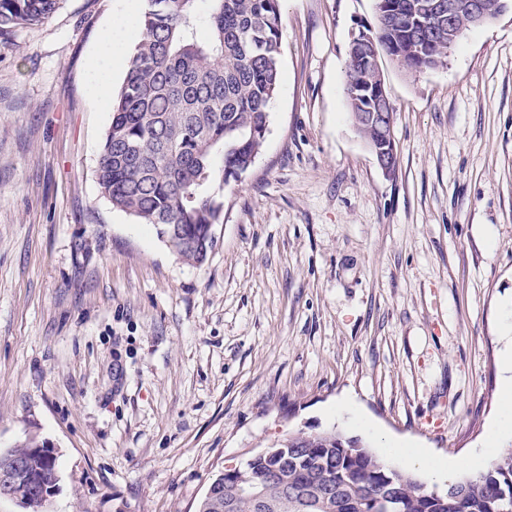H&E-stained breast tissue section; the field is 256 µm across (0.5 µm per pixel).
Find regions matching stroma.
I'll return each mask as SVG.
<instances>
[{
	"label": "stroma",
	"instance_id": "stroma-1",
	"mask_svg": "<svg viewBox=\"0 0 512 512\" xmlns=\"http://www.w3.org/2000/svg\"><path fill=\"white\" fill-rule=\"evenodd\" d=\"M143 0H60L0 36V453L56 457L45 512H195L215 476L304 431L487 466L512 351V9L448 64L380 68L384 174L345 93L373 0H283L281 84L203 265L113 209L97 41Z\"/></svg>",
	"mask_w": 512,
	"mask_h": 512
}]
</instances>
